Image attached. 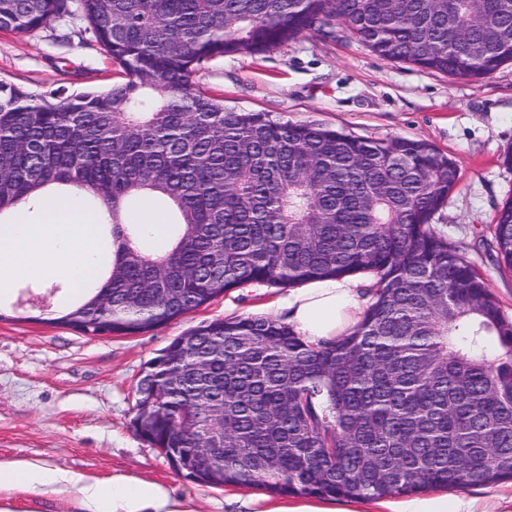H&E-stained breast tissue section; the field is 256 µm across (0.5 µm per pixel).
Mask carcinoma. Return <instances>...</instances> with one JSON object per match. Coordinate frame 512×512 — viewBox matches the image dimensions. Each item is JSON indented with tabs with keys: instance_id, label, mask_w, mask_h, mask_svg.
<instances>
[{
	"instance_id": "1",
	"label": "carcinoma",
	"mask_w": 512,
	"mask_h": 512,
	"mask_svg": "<svg viewBox=\"0 0 512 512\" xmlns=\"http://www.w3.org/2000/svg\"><path fill=\"white\" fill-rule=\"evenodd\" d=\"M126 75L101 92L0 83V214L51 185L107 207L112 258L56 322L148 332L245 283L367 273L372 303L318 346L271 318L212 320L149 361L132 425L197 483L380 499L512 480V317L432 220L456 164L417 139L369 140L240 112L196 90L195 66L256 55L339 23L378 57L452 78L512 64V0H77ZM72 14L0 0V30ZM177 215L162 254L126 213ZM512 272V197L494 216ZM224 426L223 472L203 468Z\"/></svg>"
}]
</instances>
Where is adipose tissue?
<instances>
[{
	"mask_svg": "<svg viewBox=\"0 0 512 512\" xmlns=\"http://www.w3.org/2000/svg\"><path fill=\"white\" fill-rule=\"evenodd\" d=\"M108 247L100 220L88 213L79 193H44L35 208L20 204L12 222L0 225V286L17 274L73 286L90 279ZM286 321L307 343L318 345L352 331L365 311L359 283L351 277L317 280L283 299ZM72 486L87 512H186L162 485L127 477L111 481L75 476L39 463L0 460V491L42 492Z\"/></svg>",
	"mask_w": 512,
	"mask_h": 512,
	"instance_id": "1",
	"label": "adipose tissue"
}]
</instances>
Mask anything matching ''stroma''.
<instances>
[{
  "instance_id": "35a3bbf8",
  "label": "stroma",
  "mask_w": 512,
  "mask_h": 512,
  "mask_svg": "<svg viewBox=\"0 0 512 512\" xmlns=\"http://www.w3.org/2000/svg\"><path fill=\"white\" fill-rule=\"evenodd\" d=\"M118 66L78 21L30 32L0 31V83L40 94L101 90L122 81ZM196 88L225 106L268 112L292 123L320 122L366 139H422L455 159L460 181L433 220L512 316V273L492 250L494 215L512 196V66L456 80L381 59L343 31L300 36L258 56L217 57L196 66ZM64 280L17 275L0 290V460H37L76 475L119 476L166 486L194 512H284L303 496H266L209 487L174 472L131 427L145 364L170 341L214 319L282 316L284 288L248 284L152 331L90 337L54 323ZM445 496L512 512V481L459 485ZM411 496L318 498L323 512H402ZM10 512H83L75 489L0 492Z\"/></svg>"
}]
</instances>
